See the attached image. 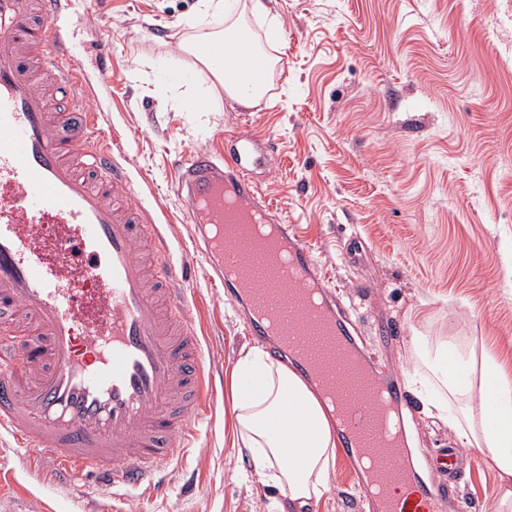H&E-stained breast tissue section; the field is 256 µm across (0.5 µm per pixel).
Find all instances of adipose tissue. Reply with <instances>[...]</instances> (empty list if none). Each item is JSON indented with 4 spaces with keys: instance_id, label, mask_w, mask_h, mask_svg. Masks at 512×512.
<instances>
[{
    "instance_id": "obj_1",
    "label": "adipose tissue",
    "mask_w": 512,
    "mask_h": 512,
    "mask_svg": "<svg viewBox=\"0 0 512 512\" xmlns=\"http://www.w3.org/2000/svg\"><path fill=\"white\" fill-rule=\"evenodd\" d=\"M264 0H200L205 16H223L220 32L198 30L195 43L250 44L253 61L274 71L278 57L243 32L247 14L266 13ZM406 383L423 400L426 417L448 423L457 442L479 453L500 481L498 512H512V383L488 350L452 336L415 332ZM232 445L249 457L248 480L277 489L278 512H302L327 497L337 441L329 409L294 369L260 346L243 347L231 370ZM497 393L488 410L484 400Z\"/></svg>"
}]
</instances>
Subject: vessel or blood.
Here are the masks:
<instances>
[{"mask_svg": "<svg viewBox=\"0 0 512 512\" xmlns=\"http://www.w3.org/2000/svg\"><path fill=\"white\" fill-rule=\"evenodd\" d=\"M69 0H0V431L26 461L51 460L55 480L93 472L107 486L165 495L161 473L191 447L194 424L214 406L216 377L190 316L184 265L157 245L146 210L128 208L133 182L86 106L84 73L66 31ZM271 143L240 133L223 155L199 148L175 160V184L195 226L196 251L228 300H246L248 332L284 334L305 351L302 374L319 370L347 398L340 433L371 512H443L461 450H435L436 483L410 470L392 446L383 406L405 400L399 382L381 396L350 371L349 322L321 264L295 225L259 191ZM275 225L289 261L255 277L224 259L245 242L224 241V198Z\"/></svg>", "mask_w": 512, "mask_h": 512, "instance_id": "obj_1", "label": "vessel or blood"}]
</instances>
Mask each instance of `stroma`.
<instances>
[{"label":"stroma","mask_w":512,"mask_h":512,"mask_svg":"<svg viewBox=\"0 0 512 512\" xmlns=\"http://www.w3.org/2000/svg\"><path fill=\"white\" fill-rule=\"evenodd\" d=\"M71 2L87 103L102 132H120V163L140 203L191 271V313L213 365L230 371L257 340L245 305L219 295L194 252L172 164L201 147L223 152L225 133L241 132L275 143L262 192L318 257L378 370L402 376L419 329L487 342L512 376V0H266L277 42L262 18L247 24L282 65L272 102L253 108L228 98L213 66L188 50L197 0ZM102 43L106 85L95 82ZM185 69L207 92V111L170 90L171 73ZM381 322L398 324L401 336L378 343ZM229 405L219 394L194 447L165 470L160 499L52 483L0 444V512H271L276 489L245 482L230 446ZM402 413L415 464L454 441L417 398ZM456 488L469 512H495L498 481L484 459L463 467ZM313 512H368L343 465Z\"/></svg>","instance_id":"obj_1"}]
</instances>
